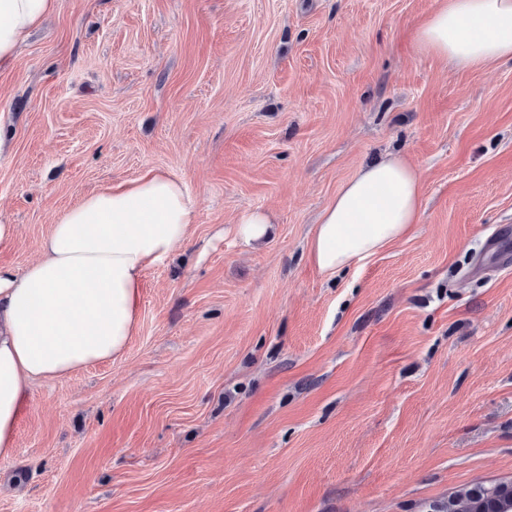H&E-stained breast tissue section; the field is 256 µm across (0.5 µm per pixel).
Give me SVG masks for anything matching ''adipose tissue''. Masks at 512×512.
<instances>
[{
    "label": "adipose tissue",
    "instance_id": "obj_1",
    "mask_svg": "<svg viewBox=\"0 0 512 512\" xmlns=\"http://www.w3.org/2000/svg\"><path fill=\"white\" fill-rule=\"evenodd\" d=\"M57 0H0V63L11 60ZM416 46L454 66L512 59V0H436ZM423 212L419 168L389 154L362 167L325 207L309 245L336 274L408 236ZM192 198L150 170L67 209L17 272L0 266V459L12 458L21 403L39 381L120 357L139 331L143 279L186 241Z\"/></svg>",
    "mask_w": 512,
    "mask_h": 512
}]
</instances>
